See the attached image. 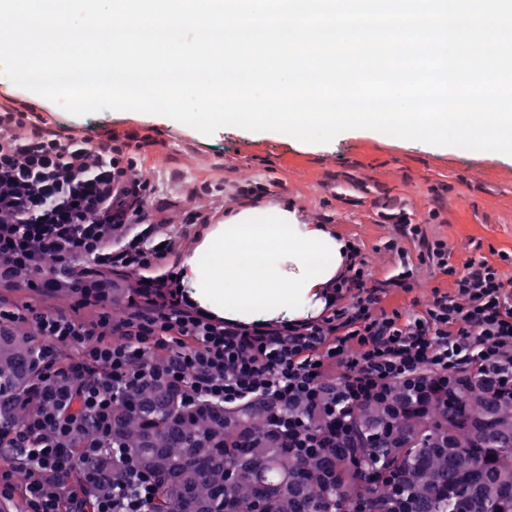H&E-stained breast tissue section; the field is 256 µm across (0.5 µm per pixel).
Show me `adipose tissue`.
<instances>
[{
	"label": "adipose tissue",
	"instance_id": "1",
	"mask_svg": "<svg viewBox=\"0 0 512 512\" xmlns=\"http://www.w3.org/2000/svg\"><path fill=\"white\" fill-rule=\"evenodd\" d=\"M343 242L320 224L300 223L288 206L250 202L225 218L183 268L195 299L231 320L291 308L307 317L340 271Z\"/></svg>",
	"mask_w": 512,
	"mask_h": 512
}]
</instances>
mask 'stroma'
I'll list each match as a JSON object with an SVG mask.
<instances>
[{"instance_id":"35a3bbf8","label":"stroma","mask_w":512,"mask_h":512,"mask_svg":"<svg viewBox=\"0 0 512 512\" xmlns=\"http://www.w3.org/2000/svg\"><path fill=\"white\" fill-rule=\"evenodd\" d=\"M91 121L117 131H137L154 140L144 160L146 174L162 177L169 224L162 233L179 241L165 261L181 270L208 227L186 225L183 210H211L212 188L259 178L269 183L271 201H285L305 224H322L340 241L358 243L373 279L393 275L395 259L385 248L393 234L381 217L385 202H401L413 223L447 242L454 264L470 256L471 241L512 253V157L492 151L394 137L373 129L338 134L326 144L300 141L275 131L224 126L206 136L195 128L156 114L104 109ZM448 276L419 269L412 292L391 294L387 308L415 311L433 288L449 291ZM30 303L88 323L102 313L128 314L127 301L81 304L70 288L31 292L0 288V306Z\"/></svg>"}]
</instances>
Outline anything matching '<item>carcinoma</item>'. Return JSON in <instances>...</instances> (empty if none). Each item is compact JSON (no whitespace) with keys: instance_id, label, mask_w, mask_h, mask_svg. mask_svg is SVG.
<instances>
[{"instance_id":"obj_1","label":"carcinoma","mask_w":512,"mask_h":512,"mask_svg":"<svg viewBox=\"0 0 512 512\" xmlns=\"http://www.w3.org/2000/svg\"><path fill=\"white\" fill-rule=\"evenodd\" d=\"M38 344L0 338V420L21 418ZM287 410L327 430L305 406L266 399L188 407L149 384L112 408V442L157 480L150 512H512V395L471 374L442 391L398 383L390 400L336 413V442L290 448L273 425Z\"/></svg>"}]
</instances>
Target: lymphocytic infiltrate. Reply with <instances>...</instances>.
I'll return each instance as SVG.
<instances>
[{
    "instance_id": "obj_1",
    "label": "lymphocytic infiltrate",
    "mask_w": 512,
    "mask_h": 512,
    "mask_svg": "<svg viewBox=\"0 0 512 512\" xmlns=\"http://www.w3.org/2000/svg\"><path fill=\"white\" fill-rule=\"evenodd\" d=\"M147 137L52 120L24 99L0 101V280L39 291L73 286L87 264L140 274L151 306L126 318L82 323L30 304L0 308V325L33 326L42 344L19 423L0 424V446L27 473L28 512H148L154 477L112 445V407L148 382L180 387L186 404L289 405L350 410L399 382L430 376L444 386L478 372L512 390V278L481 243L462 265L448 244L385 203V243L396 272L374 280L354 244L325 286V306L301 321L242 324L199 309L175 272L160 267L175 247L160 242V185L142 173ZM412 241L409 258L404 241ZM450 277L423 310L386 309L390 291L411 292L415 266ZM77 348L60 363L56 349ZM333 393H326L328 381ZM118 476L96 468L103 452Z\"/></svg>"
}]
</instances>
